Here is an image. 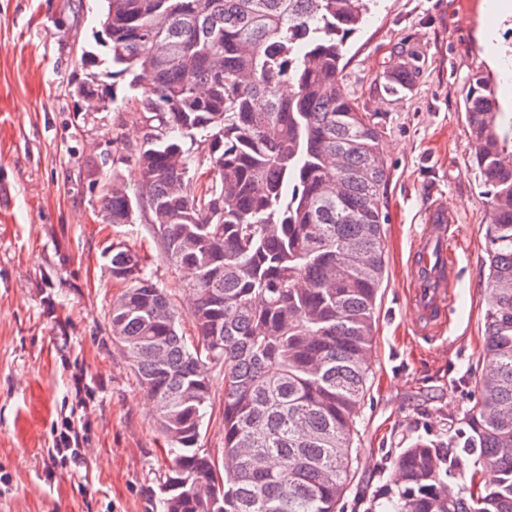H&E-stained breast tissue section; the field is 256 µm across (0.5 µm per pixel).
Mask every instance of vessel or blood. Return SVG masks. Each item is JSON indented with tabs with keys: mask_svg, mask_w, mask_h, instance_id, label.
Returning a JSON list of instances; mask_svg holds the SVG:
<instances>
[{
	"mask_svg": "<svg viewBox=\"0 0 512 512\" xmlns=\"http://www.w3.org/2000/svg\"><path fill=\"white\" fill-rule=\"evenodd\" d=\"M452 219L444 208L432 207L416 246L411 267L409 307L420 333L437 327L452 300V272L448 266V234Z\"/></svg>",
	"mask_w": 512,
	"mask_h": 512,
	"instance_id": "1",
	"label": "vessel or blood"
}]
</instances>
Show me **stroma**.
<instances>
[{"label": "stroma", "instance_id": "35a3bbf8", "mask_svg": "<svg viewBox=\"0 0 512 512\" xmlns=\"http://www.w3.org/2000/svg\"><path fill=\"white\" fill-rule=\"evenodd\" d=\"M106 0H0V512H147L148 490L168 459L146 394L112 338L110 308L125 289L107 269L115 243L148 260L193 327L184 273L160 252L150 225L108 224L103 175L136 187L132 161L115 157L141 143L133 106L87 108L77 94L90 74L104 95L130 96L111 81L100 22ZM495 29L487 44L483 34ZM512 58V20L485 0H375L347 39L343 79L366 111L379 114L390 169L384 226L386 271L376 301L367 392L356 418L353 484L341 512H383L393 466L416 440L446 441L475 402L482 367L487 190L465 152L466 97L475 73L488 74L503 109L512 78L495 60ZM404 70L409 86L388 96L381 79ZM457 220L450 247L457 282L443 341L417 335L407 309L411 255L431 206ZM100 385L92 414L85 495L65 474L44 482L42 456L65 411L68 370Z\"/></svg>", "mask_w": 512, "mask_h": 512}]
</instances>
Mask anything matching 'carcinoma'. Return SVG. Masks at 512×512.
<instances>
[{
  "label": "carcinoma",
  "instance_id": "1",
  "mask_svg": "<svg viewBox=\"0 0 512 512\" xmlns=\"http://www.w3.org/2000/svg\"><path fill=\"white\" fill-rule=\"evenodd\" d=\"M370 2L107 0V76L139 91L143 138L139 185L104 183L103 217L142 218L191 273L189 340L140 254L112 248L126 285L112 335L168 445L151 512H339L349 490L389 180L383 127L342 76ZM383 89L399 97L406 83L386 75ZM465 119V151L489 186L477 398L461 439L403 449L390 512H512V111L481 74ZM216 378L219 455L199 445ZM455 475L469 481L461 492Z\"/></svg>",
  "mask_w": 512,
  "mask_h": 512
}]
</instances>
